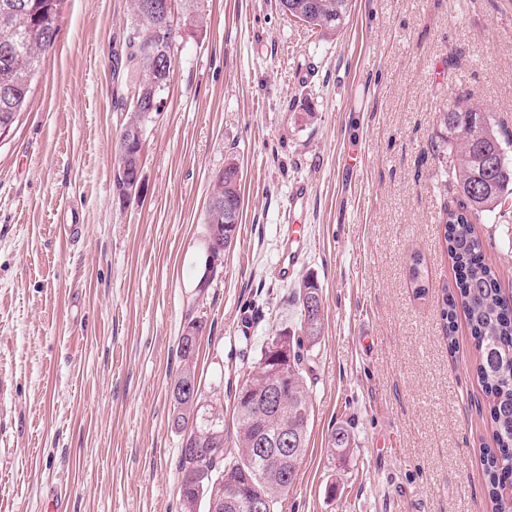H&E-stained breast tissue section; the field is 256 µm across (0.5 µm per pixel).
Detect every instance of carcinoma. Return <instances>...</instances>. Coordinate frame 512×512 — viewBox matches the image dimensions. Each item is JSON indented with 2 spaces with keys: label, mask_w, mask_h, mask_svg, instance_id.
Listing matches in <instances>:
<instances>
[{
  "label": "carcinoma",
  "mask_w": 512,
  "mask_h": 512,
  "mask_svg": "<svg viewBox=\"0 0 512 512\" xmlns=\"http://www.w3.org/2000/svg\"><path fill=\"white\" fill-rule=\"evenodd\" d=\"M134 22L126 37L125 65L131 70L127 95L117 106L126 111L124 125L146 128L153 115L163 111L172 67L152 64L156 51L172 53L177 31L165 28L161 19L141 14L140 0H132ZM60 0H0V133L13 129L28 105L33 79L42 57L53 47L59 32ZM352 0H288L292 18L323 33H334L350 14ZM437 149L450 154L448 174L457 193L456 208L446 211L442 244L455 270V294L443 287L440 309L446 335L455 329L456 308L463 310L470 335L476 342V374L484 393L491 399L490 428L493 447L482 449L485 462L486 492L492 512H512V299L500 286L496 270L483 258L484 244L475 233L473 220L493 212L512 197V139L496 131L487 112L467 98L454 99L448 111L437 120ZM239 168L231 162L215 175L212 194L224 204L242 208ZM208 234L233 243L239 224L226 226L224 210L206 209ZM410 280L416 292L429 287L418 255H413ZM315 295L321 302L319 288L303 284L297 297L300 334L288 343V366L300 377L288 383V405L272 415L267 424L277 425L293 418L296 411L310 404L311 395L304 377L303 361L320 345L324 333V308L314 318L305 313L304 298ZM197 348L179 350L182 372L171 391L172 425L181 429L188 421L193 430L181 450L180 499L194 501L209 497V512H230L224 499L211 493L212 479L224 475L234 481L246 498H267L276 505L279 497L296 481L298 466L288 465V478L272 482L262 478V463L247 453L251 430L246 428L247 415L240 403V389L233 401L237 432L235 451L201 455L198 448L224 447V418H213L203 411L199 401L181 393V387L197 382L195 357ZM351 445V433L345 427L334 428L328 435L331 457H344Z\"/></svg>",
  "instance_id": "carcinoma-1"
}]
</instances>
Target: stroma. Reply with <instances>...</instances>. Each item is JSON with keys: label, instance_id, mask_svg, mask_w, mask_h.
Wrapping results in <instances>:
<instances>
[{"label": "stroma", "instance_id": "obj_1", "mask_svg": "<svg viewBox=\"0 0 512 512\" xmlns=\"http://www.w3.org/2000/svg\"><path fill=\"white\" fill-rule=\"evenodd\" d=\"M133 21L131 0H61L31 105L0 142V512H181L184 327L206 323L196 374L233 439L239 376L296 331L309 281L324 336L305 364L308 448L277 512H491L477 352L464 318L450 339L440 318L455 273L439 222L457 194L434 141L459 95L512 135V0H353L328 35L279 0H177L166 105L122 199L116 60ZM230 162L240 231L205 282L206 205ZM299 181L310 246L283 280ZM475 232L511 291L512 209ZM339 426L352 446L335 460ZM351 445V433L345 427L333 428L328 435L327 448L332 459L344 457Z\"/></svg>", "mask_w": 512, "mask_h": 512}]
</instances>
